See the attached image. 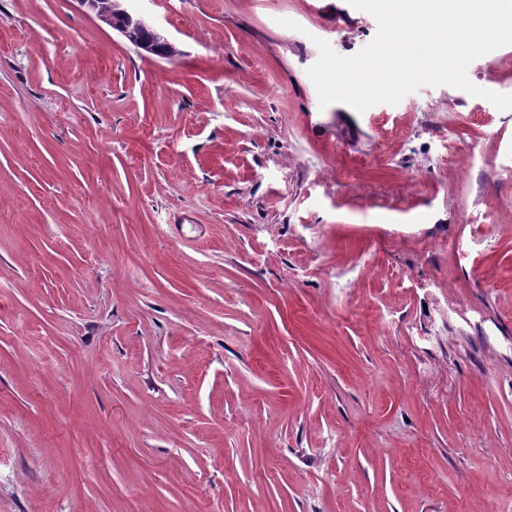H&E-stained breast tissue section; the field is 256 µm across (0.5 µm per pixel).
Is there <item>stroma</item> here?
I'll return each instance as SVG.
<instances>
[{
    "label": "stroma",
    "instance_id": "1",
    "mask_svg": "<svg viewBox=\"0 0 512 512\" xmlns=\"http://www.w3.org/2000/svg\"><path fill=\"white\" fill-rule=\"evenodd\" d=\"M140 7L0 0V512H512V109L320 105L347 0ZM139 0H108V15L113 12H122L129 16H134L136 20L143 26L150 28L156 36L162 41L166 42L173 48L174 44L163 34V32L153 23V21L144 12H142L134 2ZM98 0H78L81 6L86 8L89 13L95 15L98 19L107 20L108 15H103L99 9ZM176 50V48H175Z\"/></svg>",
    "mask_w": 512,
    "mask_h": 512
}]
</instances>
